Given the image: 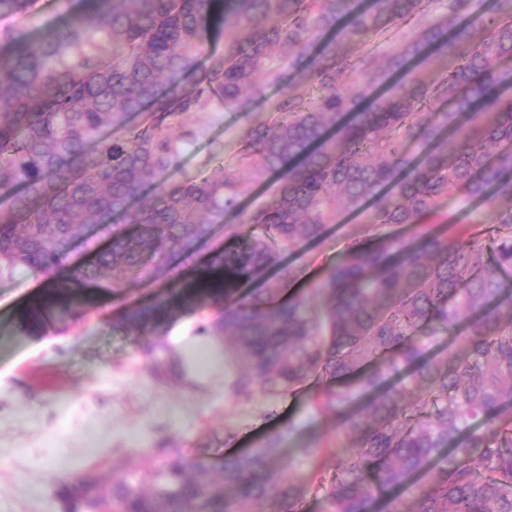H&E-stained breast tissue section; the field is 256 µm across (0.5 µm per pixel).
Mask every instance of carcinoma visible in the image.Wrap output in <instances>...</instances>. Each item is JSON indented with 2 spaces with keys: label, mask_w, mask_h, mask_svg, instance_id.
Returning <instances> with one entry per match:
<instances>
[{
  "label": "carcinoma",
  "mask_w": 512,
  "mask_h": 512,
  "mask_svg": "<svg viewBox=\"0 0 512 512\" xmlns=\"http://www.w3.org/2000/svg\"><path fill=\"white\" fill-rule=\"evenodd\" d=\"M31 6L0 0V19ZM271 88L273 116L245 129L239 162L209 157L161 187L215 114L247 115ZM245 169L275 183L250 213ZM452 201L468 223L448 220ZM236 211L241 223H224ZM347 214L360 236L311 295L283 299L303 272L286 255ZM82 227L108 245L25 309L26 330L175 269L220 228L233 244L211 252L196 287L122 327L221 307L196 335L244 367L232 394L312 386L317 410L342 418L346 453L331 478L295 484L273 439L224 457L220 477L177 455L109 487L67 482L58 497L102 494L119 512H302L313 490L326 512H403L412 487L408 512H512V0H91L35 38L0 28V278L52 274ZM153 371L185 377L176 355Z\"/></svg>",
  "instance_id": "obj_1"
}]
</instances>
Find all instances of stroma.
<instances>
[{
  "label": "stroma",
  "mask_w": 512,
  "mask_h": 512,
  "mask_svg": "<svg viewBox=\"0 0 512 512\" xmlns=\"http://www.w3.org/2000/svg\"><path fill=\"white\" fill-rule=\"evenodd\" d=\"M87 0H34L29 16L15 24L25 32L58 25L84 12ZM267 103L256 112L217 117L205 138L165 177L179 183L197 174L210 151L234 163L245 128L268 119ZM357 218L332 225L326 240L307 248L302 287L319 280L349 238L358 235ZM171 275L158 271L150 279L127 283L97 295L76 319L57 322L38 335L29 334L20 314L51 288L52 277L20 271L0 278V512H61L62 483L92 474L101 482L136 465L161 463L155 452L164 441L169 452L212 469L226 453L262 447L279 436L291 458L289 474L301 480L312 468L325 476L336 470L335 416L317 412L313 393L300 389L277 397L255 391L250 399L228 390L236 366L211 337L196 335L203 321L217 317L207 306L181 313L164 329L136 334L122 328L124 314L170 288ZM173 349L193 365L187 381L155 378L145 346ZM232 430L233 442L199 452L212 432ZM318 445L316 459L301 448Z\"/></svg>",
  "instance_id": "stroma-1"
}]
</instances>
